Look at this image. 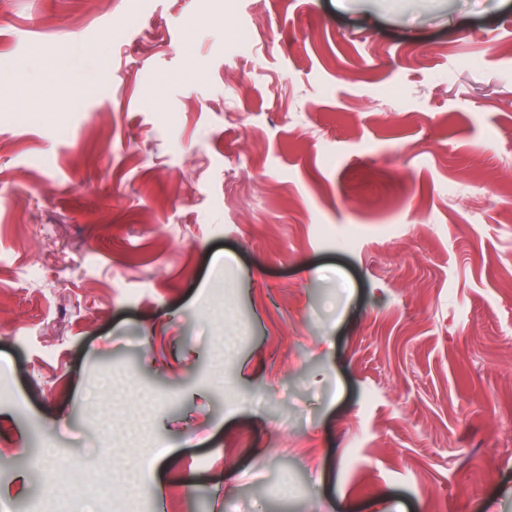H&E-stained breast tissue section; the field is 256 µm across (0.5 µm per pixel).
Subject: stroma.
Masks as SVG:
<instances>
[{
  "label": "stroma",
  "instance_id": "obj_1",
  "mask_svg": "<svg viewBox=\"0 0 512 512\" xmlns=\"http://www.w3.org/2000/svg\"><path fill=\"white\" fill-rule=\"evenodd\" d=\"M503 174L512 0H0V512H512Z\"/></svg>",
  "mask_w": 512,
  "mask_h": 512
}]
</instances>
